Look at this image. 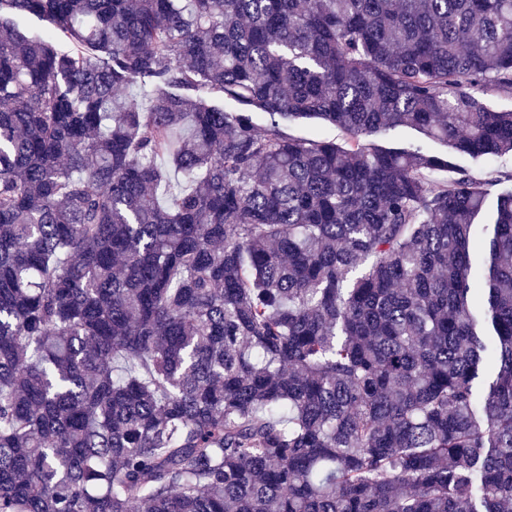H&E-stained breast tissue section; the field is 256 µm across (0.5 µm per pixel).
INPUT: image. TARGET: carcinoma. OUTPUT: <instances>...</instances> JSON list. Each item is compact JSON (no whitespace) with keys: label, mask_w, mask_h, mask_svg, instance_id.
Wrapping results in <instances>:
<instances>
[{"label":"carcinoma","mask_w":512,"mask_h":512,"mask_svg":"<svg viewBox=\"0 0 512 512\" xmlns=\"http://www.w3.org/2000/svg\"><path fill=\"white\" fill-rule=\"evenodd\" d=\"M491 92L512 0H0V512H512V170L368 142ZM288 132L294 136L320 138L343 143L342 134L335 127L318 120H307L292 124Z\"/></svg>","instance_id":"1"}]
</instances>
